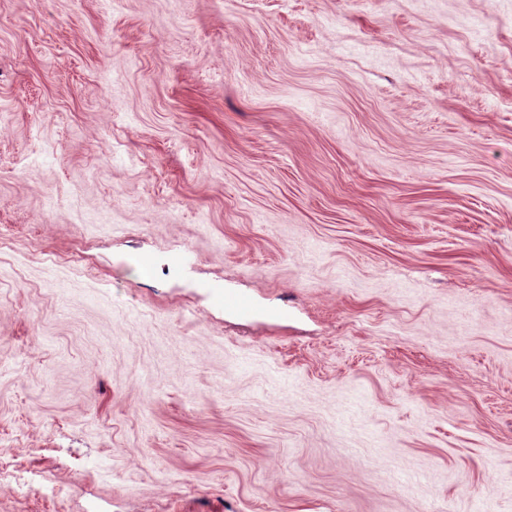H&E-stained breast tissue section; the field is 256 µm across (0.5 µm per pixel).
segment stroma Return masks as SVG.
<instances>
[{
    "label": "stroma",
    "instance_id": "obj_1",
    "mask_svg": "<svg viewBox=\"0 0 512 512\" xmlns=\"http://www.w3.org/2000/svg\"><path fill=\"white\" fill-rule=\"evenodd\" d=\"M0 467L512 512V0H0Z\"/></svg>",
    "mask_w": 512,
    "mask_h": 512
}]
</instances>
